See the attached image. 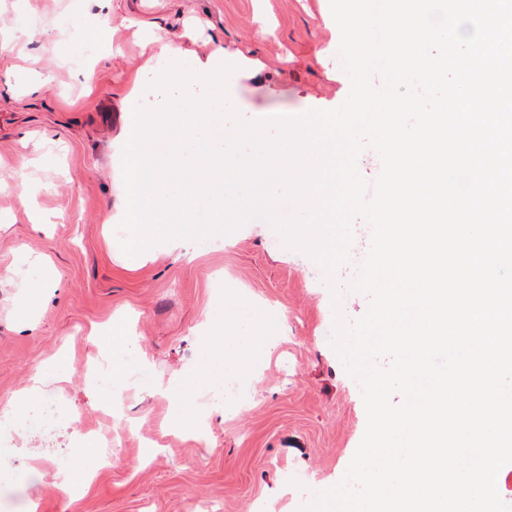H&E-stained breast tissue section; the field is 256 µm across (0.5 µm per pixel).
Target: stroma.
Wrapping results in <instances>:
<instances>
[{
	"instance_id": "stroma-1",
	"label": "stroma",
	"mask_w": 512,
	"mask_h": 512,
	"mask_svg": "<svg viewBox=\"0 0 512 512\" xmlns=\"http://www.w3.org/2000/svg\"><path fill=\"white\" fill-rule=\"evenodd\" d=\"M33 17L29 30L16 25ZM103 23L108 44L60 32L65 16ZM198 29L187 62L223 48L235 64L232 104L248 121L333 109L347 97L329 0H0V407L44 373L55 423L0 429V512H300L312 486L338 483L364 435L358 383L330 345L332 294L320 267L286 253L255 220L226 238L160 244L148 259L119 248L121 131L131 102L161 106V65L142 32ZM37 86L28 92L13 75ZM43 279L28 318L23 286ZM245 293L265 312L273 346L249 357L242 405L212 403L206 434L170 424L157 384L191 370L217 297ZM137 341L113 352L98 336L113 318ZM133 356L153 384L126 382L121 419L99 412L86 369ZM78 422H71V414ZM112 436V462L71 496L57 485L74 448Z\"/></svg>"
}]
</instances>
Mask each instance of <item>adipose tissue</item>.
I'll return each mask as SVG.
<instances>
[{
    "label": "adipose tissue",
    "mask_w": 512,
    "mask_h": 512,
    "mask_svg": "<svg viewBox=\"0 0 512 512\" xmlns=\"http://www.w3.org/2000/svg\"><path fill=\"white\" fill-rule=\"evenodd\" d=\"M230 317L236 329L235 335L209 337L195 368L172 377L162 387L163 392L172 398V423L176 428L189 429L195 421L197 401L202 394L238 371L239 364L231 360V353H261L272 344L266 334V320L261 311L235 302L231 305Z\"/></svg>",
    "instance_id": "ef3b65f1"
}]
</instances>
